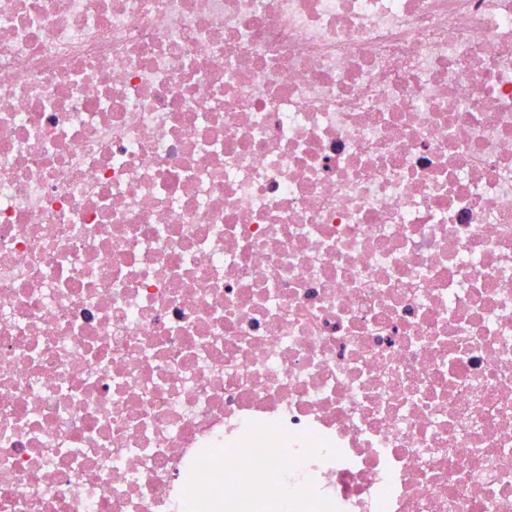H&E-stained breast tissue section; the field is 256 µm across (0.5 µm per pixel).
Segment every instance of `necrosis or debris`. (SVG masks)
<instances>
[{"label": "necrosis or debris", "instance_id": "necrosis-or-debris-1", "mask_svg": "<svg viewBox=\"0 0 512 512\" xmlns=\"http://www.w3.org/2000/svg\"><path fill=\"white\" fill-rule=\"evenodd\" d=\"M512 512V0H0V512Z\"/></svg>", "mask_w": 512, "mask_h": 512}]
</instances>
